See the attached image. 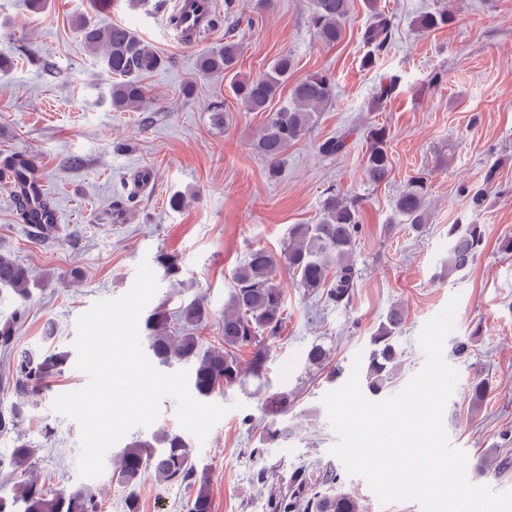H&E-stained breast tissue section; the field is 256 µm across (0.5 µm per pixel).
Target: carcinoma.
I'll return each instance as SVG.
<instances>
[{
    "label": "carcinoma",
    "mask_w": 512,
    "mask_h": 512,
    "mask_svg": "<svg viewBox=\"0 0 512 512\" xmlns=\"http://www.w3.org/2000/svg\"><path fill=\"white\" fill-rule=\"evenodd\" d=\"M371 20L364 32L365 42L371 45L362 59L372 66L380 54L393 45L394 25L391 17L368 0ZM351 0H314L312 24L319 40L328 46L341 43L345 37V22L350 13ZM448 10L426 13L417 20V27L430 32L448 25ZM78 27L85 45L116 78L108 95L100 97L117 112L139 108L149 92L145 76L161 64L157 53L129 28L113 25L99 28L83 20ZM239 48L227 40L224 47L200 56L199 69L204 74H233L232 92L248 112H265L267 119L253 139L257 154L268 162V173L275 176L277 164L288 148L300 141L313 127L319 115L333 104L335 81L326 70L311 72L294 82L284 102L269 109L281 95L283 85L293 72L292 55H279L264 75L251 78L234 73ZM368 149L364 170L374 184L385 182L392 170L388 151V131L384 126L371 125L367 131ZM346 148V136L333 137L320 143L324 155H336ZM4 170L25 187L26 203L19 209L21 218L32 213L36 201L37 171L32 164L15 158L4 163ZM394 208L400 220L418 230L429 223L428 186L426 177L411 178L397 195ZM361 224V202L357 198L329 192L323 198L319 217L314 224H293L288 230V244L277 256L265 248L250 250L244 262L232 272L233 286L224 303V349L205 346L196 333L205 321L207 303L195 297L175 314L155 312L145 321L146 338L152 356L162 365L183 362L192 366V387L200 399L211 398L242 380V369L237 352L254 348L251 372L258 377L265 366V352L259 348L260 337L274 338L280 334L284 320L283 291L275 283V272L280 265L298 279L309 292L326 290L328 302L340 306L348 304L356 286V272L351 263L356 236ZM485 231L481 224H451L448 227V275L471 268L484 243ZM163 276L178 285L181 273L177 256L161 253L156 257ZM35 286L29 269L11 253L0 250V287L11 289L25 300ZM405 323L404 310L391 307L371 337V350L365 367L364 380L368 391L377 395L388 388L396 375L399 335ZM330 353L315 343L307 352V362L317 368L329 365ZM63 358L56 355H37L23 351L17 355L13 395L16 401L7 412L0 413V433L11 432L26 419L25 396L29 388L57 369ZM293 400L285 392L272 394L266 401L273 416L265 428L264 441L271 445L284 438L287 429L279 426L277 417L292 409ZM35 449L19 442L12 451V460L18 468L32 466ZM153 474L161 482L179 483L191 491L187 512H212V498L208 477L197 470L191 448L184 438L174 432L163 431L150 441H135L116 455L112 479L129 489L125 499L126 512H139L133 489L141 478ZM289 495L270 503L272 512H361L357 498L339 489L337 474L331 469L321 472L313 481L302 468L288 477ZM0 512H98V504L89 488L78 486L60 493H52L35 481L18 485L15 493L0 494Z\"/></svg>",
    "instance_id": "1"
}]
</instances>
